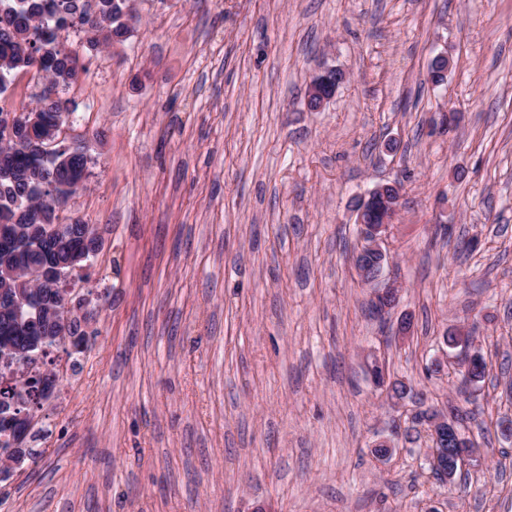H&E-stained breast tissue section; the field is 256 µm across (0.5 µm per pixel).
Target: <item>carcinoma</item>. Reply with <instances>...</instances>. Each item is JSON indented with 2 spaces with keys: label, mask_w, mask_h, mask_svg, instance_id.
Segmentation results:
<instances>
[{
  "label": "carcinoma",
  "mask_w": 512,
  "mask_h": 512,
  "mask_svg": "<svg viewBox=\"0 0 512 512\" xmlns=\"http://www.w3.org/2000/svg\"><path fill=\"white\" fill-rule=\"evenodd\" d=\"M130 0H0V115L11 113L15 121L0 123V226L16 224L22 237L43 241L48 225L59 224V204L77 191L85 178L87 156L83 143L47 159L42 152L45 139L61 133L77 105L67 97L78 79L79 54L68 48L62 33L76 30L87 35L89 46L110 48L128 39L130 28L124 22ZM30 73L43 84L40 93L27 106L17 110L2 105L4 93L19 75ZM85 222L71 219L64 227L69 236L56 241L43 253L31 251L13 257L16 264H40L65 272L94 261L83 254L81 236ZM77 283L68 279L48 280L33 294L36 303L47 307L58 299L69 300ZM53 334H62L58 343L71 339L73 346L88 348V337L81 330V319L71 310H61ZM17 316L11 305L0 304V362L28 365L46 352L33 347V337L16 331ZM34 381L16 376L0 381V399L21 398L19 410L30 412V400L23 397Z\"/></svg>",
  "instance_id": "carcinoma-1"
}]
</instances>
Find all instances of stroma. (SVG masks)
Returning <instances> with one entry per match:
<instances>
[{
	"instance_id": "obj_1",
	"label": "stroma",
	"mask_w": 512,
	"mask_h": 512,
	"mask_svg": "<svg viewBox=\"0 0 512 512\" xmlns=\"http://www.w3.org/2000/svg\"><path fill=\"white\" fill-rule=\"evenodd\" d=\"M134 4L123 45L68 37L88 73L65 135L90 175L66 214L103 241L77 294L93 334L49 350L82 367L0 512H512V0ZM325 67L346 80L309 109ZM394 181L400 298L380 318L350 202ZM460 327L487 362L471 395L426 372ZM373 351L419 402L391 406ZM450 403L479 450L446 485L397 432Z\"/></svg>"
}]
</instances>
